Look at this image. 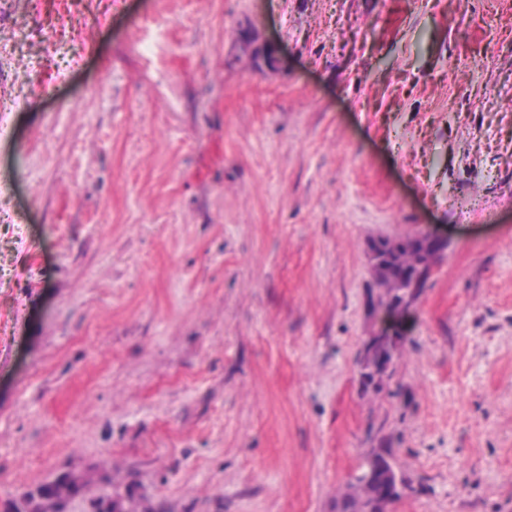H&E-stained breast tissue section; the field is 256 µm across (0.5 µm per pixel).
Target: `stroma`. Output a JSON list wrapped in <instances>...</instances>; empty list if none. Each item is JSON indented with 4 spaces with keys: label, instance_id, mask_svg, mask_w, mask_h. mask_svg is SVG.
<instances>
[{
    "label": "stroma",
    "instance_id": "stroma-1",
    "mask_svg": "<svg viewBox=\"0 0 512 512\" xmlns=\"http://www.w3.org/2000/svg\"><path fill=\"white\" fill-rule=\"evenodd\" d=\"M0 45V508L336 512L386 436L390 512H512V0H0ZM430 232L364 393L369 247ZM370 460L381 464L383 468L382 474L391 481L393 493L390 504L400 500L404 491L413 490L410 478L398 464L395 449L391 446L389 438L382 437L378 448H371L364 455L359 470ZM88 483L70 472H62L9 501L4 512H69L71 503L87 494Z\"/></svg>",
    "mask_w": 512,
    "mask_h": 512
}]
</instances>
